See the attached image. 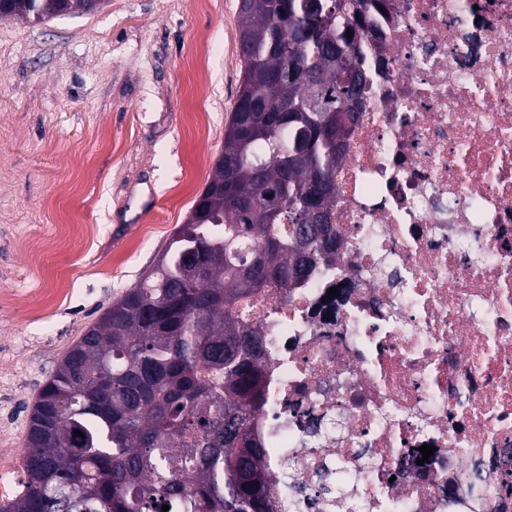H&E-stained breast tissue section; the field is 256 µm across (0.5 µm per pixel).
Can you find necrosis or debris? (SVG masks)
Listing matches in <instances>:
<instances>
[{"label": "necrosis or debris", "mask_w": 512, "mask_h": 512, "mask_svg": "<svg viewBox=\"0 0 512 512\" xmlns=\"http://www.w3.org/2000/svg\"><path fill=\"white\" fill-rule=\"evenodd\" d=\"M379 3L336 253L231 311L264 338L252 434L274 512H512V0Z\"/></svg>", "instance_id": "1"}]
</instances>
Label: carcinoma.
I'll return each mask as SVG.
<instances>
[{
    "instance_id": "cac0c4a2",
    "label": "carcinoma",
    "mask_w": 512,
    "mask_h": 512,
    "mask_svg": "<svg viewBox=\"0 0 512 512\" xmlns=\"http://www.w3.org/2000/svg\"><path fill=\"white\" fill-rule=\"evenodd\" d=\"M32 23L103 0H6ZM373 0H244L224 150L156 265L63 356L0 512H268L263 340L231 309L336 252L333 174L361 111ZM352 36H347V33ZM80 431L83 436L75 435Z\"/></svg>"
}]
</instances>
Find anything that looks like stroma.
I'll return each instance as SVG.
<instances>
[{
  "instance_id": "obj_1",
  "label": "stroma",
  "mask_w": 512,
  "mask_h": 512,
  "mask_svg": "<svg viewBox=\"0 0 512 512\" xmlns=\"http://www.w3.org/2000/svg\"><path fill=\"white\" fill-rule=\"evenodd\" d=\"M239 0L0 20V454L67 350L159 258L224 146Z\"/></svg>"
}]
</instances>
